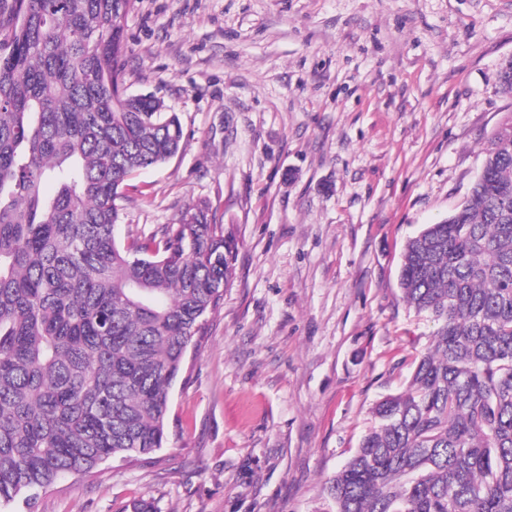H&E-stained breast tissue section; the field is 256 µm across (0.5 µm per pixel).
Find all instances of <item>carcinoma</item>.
I'll use <instances>...</instances> for the list:
<instances>
[{
	"label": "carcinoma",
	"mask_w": 512,
	"mask_h": 512,
	"mask_svg": "<svg viewBox=\"0 0 512 512\" xmlns=\"http://www.w3.org/2000/svg\"><path fill=\"white\" fill-rule=\"evenodd\" d=\"M135 0H0V506L167 442L170 390L231 286L210 203L117 236L127 182L183 128L125 86ZM436 325L405 389L328 478L330 512H512V113L470 194L407 241Z\"/></svg>",
	"instance_id": "1"
}]
</instances>
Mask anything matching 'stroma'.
<instances>
[{"mask_svg":"<svg viewBox=\"0 0 512 512\" xmlns=\"http://www.w3.org/2000/svg\"><path fill=\"white\" fill-rule=\"evenodd\" d=\"M126 40L128 93L161 97L184 138L136 175L118 235L208 200L234 285L150 462L0 512H327L325 480L430 343L402 255L464 201L512 112V0H136Z\"/></svg>","mask_w":512,"mask_h":512,"instance_id":"35a3bbf8","label":"stroma"}]
</instances>
